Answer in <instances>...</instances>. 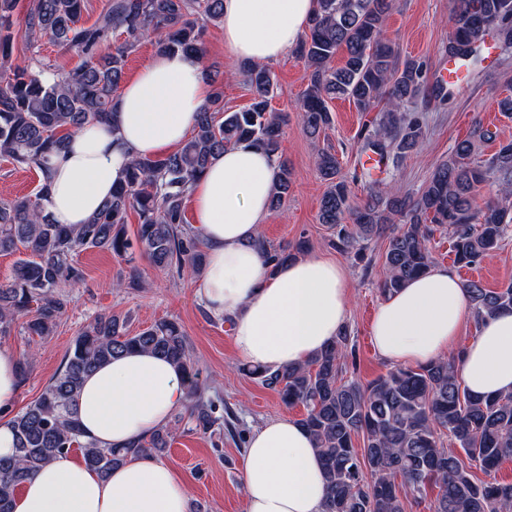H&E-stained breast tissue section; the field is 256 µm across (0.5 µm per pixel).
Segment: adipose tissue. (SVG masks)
<instances>
[{
  "label": "adipose tissue",
  "instance_id": "1",
  "mask_svg": "<svg viewBox=\"0 0 512 512\" xmlns=\"http://www.w3.org/2000/svg\"><path fill=\"white\" fill-rule=\"evenodd\" d=\"M316 0H224V49L233 58L269 64L299 44ZM203 59L154 54L121 88L116 123L73 134L53 155L47 210L54 223L83 224L112 193L129 162L179 149L209 89ZM273 162L253 146L225 148L189 190L192 228L206 250L202 300L234 321L233 342L248 364L298 366L332 342L350 311L347 273L322 255L271 274L252 243L267 211ZM470 311L457 273L433 266L379 305L373 343L387 360L423 365L451 348ZM473 394L512 392V308L487 318L457 365ZM186 380L150 353L114 359L84 380L77 413L101 445L146 437L168 423L186 399ZM244 512H323V471L308 432L279 418L254 430L243 449ZM13 512H188V489L167 465L129 462L100 477L61 457L22 487Z\"/></svg>",
  "mask_w": 512,
  "mask_h": 512
}]
</instances>
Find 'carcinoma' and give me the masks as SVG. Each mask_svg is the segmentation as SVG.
Masks as SVG:
<instances>
[{"instance_id": "obj_1", "label": "carcinoma", "mask_w": 512, "mask_h": 512, "mask_svg": "<svg viewBox=\"0 0 512 512\" xmlns=\"http://www.w3.org/2000/svg\"><path fill=\"white\" fill-rule=\"evenodd\" d=\"M450 29L444 52L472 76L484 61L486 37L512 46V0H450ZM17 0H0V157L37 171L35 196L0 200V255L20 250L11 278L0 283V335L11 334L20 316L26 332L50 335L64 315L63 288L83 281L74 261L82 249L107 250L132 264L146 258L160 270L187 274L202 260L201 242L186 228L185 204L192 182L228 146L249 143L274 164L269 209L278 211L292 194V171L280 152L286 116L269 111L276 84L262 64L246 63L242 74L250 104L224 109V73H207L212 93L189 137L174 153L136 157L112 196L87 223L56 224L46 209L44 163L89 123L114 117L125 81L126 59L144 40L159 52L204 53L208 25L224 16V0H107L94 23L81 22L84 0H35L27 14L31 40L46 37L76 52L81 62L58 72L40 61L13 59ZM393 0H317L298 51L308 70L300 100L306 134L318 137L332 122L329 101L344 98L374 118L358 132L360 153L373 162L361 168L370 179L367 197L351 200L336 154L323 150L315 166L326 190L318 220L332 231L336 250L362 261L374 239L387 247L379 270V293L388 296L433 266L429 242L437 231L452 240L454 263L478 266L500 248L512 230V141L499 143L480 159L479 143L492 135L476 123L456 143L424 188L409 195L395 185L380 187L373 173L418 150L425 122L416 105L427 89L446 100L451 85L428 83L421 59L401 58L386 36ZM342 64L333 65L337 56ZM497 197L479 206L476 193L488 179ZM138 224L128 230L130 213ZM254 247L274 271L296 252L258 236ZM462 286L474 320L512 308V284L488 288L479 280ZM129 319L97 316L73 340L62 366L39 397L10 418L13 455L0 458V512H13L15 496L42 467L72 450L100 476L128 462L166 455L169 428L104 448L80 428L76 399L82 380L97 367L133 351L151 352L181 368L189 388L188 421L203 434L224 430V406L206 398L197 384L191 344L182 325L162 318L135 334ZM348 330L297 367L281 370L246 366L243 371L276 393L286 406H301L298 423L311 434L326 484L325 512H405L433 494L429 512H512V482H481L474 470L491 473L512 460V393L480 397L460 382L455 360L416 368L393 366L363 383L350 374L355 353ZM456 450L445 448L443 436ZM363 448H355V439Z\"/></svg>"}]
</instances>
